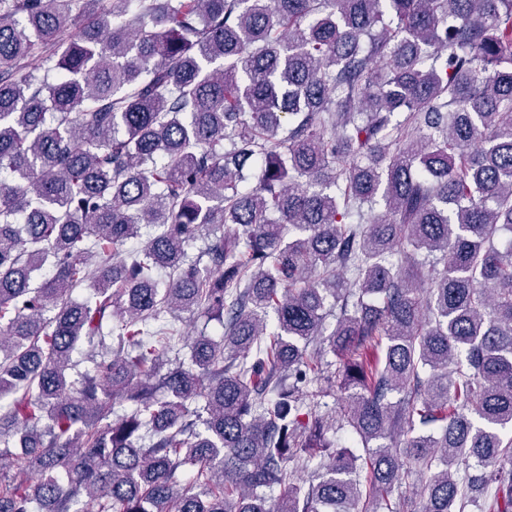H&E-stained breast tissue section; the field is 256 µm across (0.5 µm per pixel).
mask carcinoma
I'll use <instances>...</instances> for the list:
<instances>
[{"label":"carcinoma","mask_w":512,"mask_h":512,"mask_svg":"<svg viewBox=\"0 0 512 512\" xmlns=\"http://www.w3.org/2000/svg\"><path fill=\"white\" fill-rule=\"evenodd\" d=\"M505 232L512 0H0V512H512ZM175 321L182 332L189 336L205 332L219 340L224 332V329L217 320L207 318L203 313L197 311L191 314L186 312L180 313ZM332 385L333 387H331L328 396L321 399V407L319 408L322 414L336 417V430L330 431V437L336 443L346 442L361 449V447H358L361 445L358 444L357 437L351 432L347 424L340 420L344 393L337 387L336 383H332Z\"/></svg>","instance_id":"carcinoma-1"}]
</instances>
